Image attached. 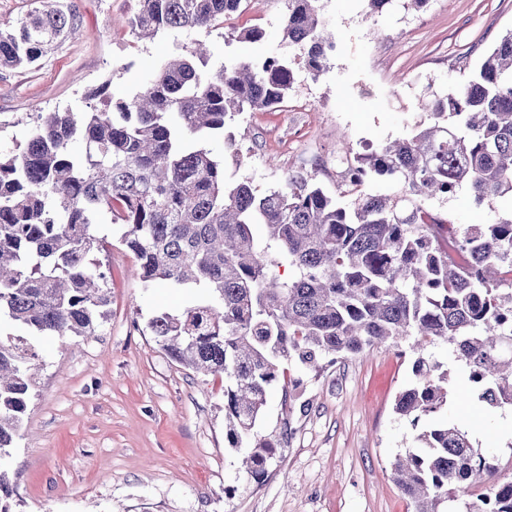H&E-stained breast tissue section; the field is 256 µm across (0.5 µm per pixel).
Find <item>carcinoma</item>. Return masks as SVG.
Segmentation results:
<instances>
[{
    "label": "carcinoma",
    "mask_w": 512,
    "mask_h": 512,
    "mask_svg": "<svg viewBox=\"0 0 512 512\" xmlns=\"http://www.w3.org/2000/svg\"><path fill=\"white\" fill-rule=\"evenodd\" d=\"M17 29L0 30V67H31L58 39L77 32L62 0H37ZM244 0H137L131 32L209 30ZM319 0H288L283 40L308 46L318 78L334 37ZM204 42L166 61L129 100L86 112H39L25 144L0 154V458L26 415L39 353L33 338L91 336L107 320L110 287L94 254L116 226L144 287L185 292L189 305L148 326L166 355L224 379L225 437L248 449L255 477L272 444L255 434L280 365L336 362L387 342L436 340L455 348L479 401L512 406V214L461 228L427 202L465 185L481 204L512 193V31L487 51L455 93H433L425 117L402 138L367 153L352 149L359 184L387 179L397 194L327 195L314 177L292 174L259 195L225 177L224 160L202 141L249 111L288 100L293 68L280 56L229 62L205 75ZM294 277L281 281L273 268ZM506 282L509 287H501ZM419 357L417 383L394 410L413 427L448 404V374ZM395 458L393 480L413 512L485 487L471 512H512V484L494 485L495 464L448 421L420 430ZM14 490L0 463V512Z\"/></svg>",
    "instance_id": "carcinoma-1"
}]
</instances>
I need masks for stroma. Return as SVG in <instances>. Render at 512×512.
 Instances as JSON below:
<instances>
[{
	"label": "stroma",
	"mask_w": 512,
	"mask_h": 512,
	"mask_svg": "<svg viewBox=\"0 0 512 512\" xmlns=\"http://www.w3.org/2000/svg\"><path fill=\"white\" fill-rule=\"evenodd\" d=\"M71 2L76 35L59 39L30 69H0V151L24 143L35 113L86 110L100 84L110 99L132 98L148 70L197 38H135L125 24L135 0ZM287 7V0H247L242 15L208 34L214 61L298 58L301 47L281 40ZM319 7L336 43L324 72L315 79L295 68L286 107L243 113L230 128L244 159L227 175L249 179L262 194L297 171L335 194L331 163L343 156V142L361 152L404 136L421 117L427 88L454 92L512 31V0H429L417 12L395 0L376 16L367 0H319ZM243 25L263 29L264 42L238 39ZM439 208L459 226L486 224L512 213V196L479 204L464 187ZM97 259L112 273L109 315L94 336L55 339L41 354L9 450L17 512H412L391 463L414 447L415 432L393 404L413 382L419 356L448 374L439 419L468 431L493 457L494 483L512 482V407L481 403L447 344L417 355L404 340L319 370L288 363V384L270 389L257 425L273 440V457L262 478L250 476L225 439L220 380L173 362L147 327L187 296L144 287L120 246Z\"/></svg>",
	"instance_id": "1"
}]
</instances>
